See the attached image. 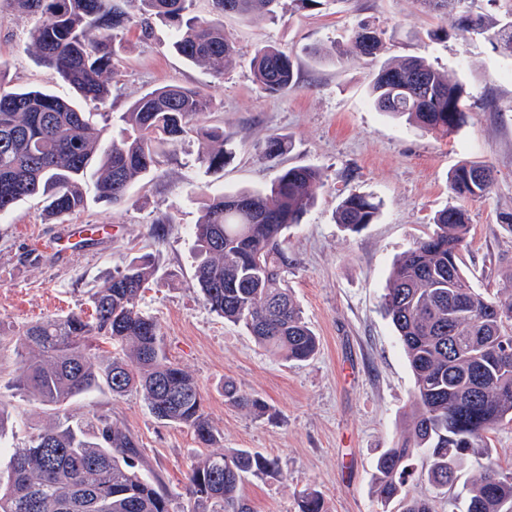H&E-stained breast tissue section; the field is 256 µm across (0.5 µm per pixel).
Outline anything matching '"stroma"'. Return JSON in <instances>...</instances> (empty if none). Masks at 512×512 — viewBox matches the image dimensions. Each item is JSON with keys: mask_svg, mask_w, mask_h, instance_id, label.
<instances>
[{"mask_svg": "<svg viewBox=\"0 0 512 512\" xmlns=\"http://www.w3.org/2000/svg\"><path fill=\"white\" fill-rule=\"evenodd\" d=\"M38 20L14 0H0V77L11 86H38L63 97L72 88L38 62L28 32ZM380 27L390 58L427 57L468 92V122L442 138L379 112L368 89L377 62L338 58L358 23ZM437 18L415 0H344L295 10L283 0L276 20L245 22L225 16L237 54L222 77L186 62L170 48L172 29L153 19L152 35L128 36V49L112 70L110 133L141 94L171 83L203 90L207 112L198 131L166 154L159 166L114 206L86 192L83 211L47 216L35 199L0 217V400L8 418L0 446L24 447L53 424L48 408L18 389L25 347L19 329L48 316L91 314L92 294L133 258L150 256L157 277L142 305L158 321L169 358L197 381L204 410L219 431L214 451L247 449L276 459L274 473L248 475L241 493L252 512H298L303 491H317L326 512H382L375 487L378 457L409 424L414 379L397 333L382 308L392 264L433 227L454 199L448 173L463 161L494 170L484 197L466 202L470 231L464 272L474 288L504 296L512 274V58L480 36L437 38ZM276 46L295 61L296 86L268 95L253 82L249 62L257 47ZM229 136L223 169L201 165L203 129ZM270 136L289 142L279 161L260 150ZM309 165L322 173L316 201L288 234L295 267L289 285L319 339V351L292 364L269 357L251 336L211 312L191 286L194 224L206 194L267 186L280 167ZM352 194L380 198L376 223L352 233L335 221ZM74 224L83 238L69 251L53 242ZM261 398L259 418L224 401L225 381ZM76 422L110 415L139 441L143 457L177 505H185L187 474L203 450L192 432L154 418L141 397L100 390L72 400Z\"/></svg>", "mask_w": 512, "mask_h": 512, "instance_id": "stroma-1", "label": "stroma"}]
</instances>
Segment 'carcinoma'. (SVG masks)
Segmentation results:
<instances>
[{"label":"carcinoma","instance_id":"obj_1","mask_svg":"<svg viewBox=\"0 0 512 512\" xmlns=\"http://www.w3.org/2000/svg\"><path fill=\"white\" fill-rule=\"evenodd\" d=\"M196 0H18L39 15L29 41L39 61L76 92L63 99L44 89H7L0 81V215L19 202L40 198L52 216L85 207L87 185L114 206L127 201L130 187L147 178L161 155L192 131L207 111L202 92L168 84L148 91L122 113L118 139L104 140L107 125L95 128L90 102L105 106L111 97L112 61L127 49V34L159 17L175 32L172 49L216 76L232 63L234 46L223 18L244 21L277 18L281 0H211V17L194 11ZM425 12L449 21L440 28L486 35L493 51L512 57V0H487L490 10L474 13L466 0H415ZM361 55L378 58L381 31L362 23L351 37ZM253 82L273 95L296 85L293 58L270 45L255 49ZM375 107L405 116L419 127L449 137L466 122L464 84L422 56L385 59L371 85ZM199 160L220 169L230 158L224 128L209 127ZM288 141L268 138L263 154L282 156ZM322 182L311 166L283 169L262 191H236L209 198L193 227L197 246L194 280L209 309L243 327L275 359L304 362L318 350L302 308L288 286L294 259L286 233L313 206ZM457 198L478 199L493 183L490 168L476 162L448 176ZM382 201L352 194L336 212V223L359 232L376 222ZM467 212L440 211L431 233L416 240L395 261L383 308L395 326L414 375L407 432L376 463L378 497L401 512H433L410 497L407 482L422 462L427 482L442 494L466 471L467 512H512V469L493 459L488 434L512 424V294L492 299L463 274L469 233ZM158 273L148 256L112 274L93 294L92 317L72 312L22 329L31 355L20 359L18 384L47 406L53 426L30 437L23 448L0 449V512H250L241 486L250 473L274 472L276 460L238 449L208 454L188 472L187 508L155 474L144 473L138 440L106 415L95 417L89 437L66 418L74 398L103 387L115 397L141 395L158 420L185 426L208 448L219 437L203 408L195 379L169 360L155 318L141 306L149 281ZM108 341L112 358L97 363L95 343ZM224 401L250 414L265 404L228 381ZM299 512H325L315 491L303 493Z\"/></svg>","mask_w":512,"mask_h":512}]
</instances>
